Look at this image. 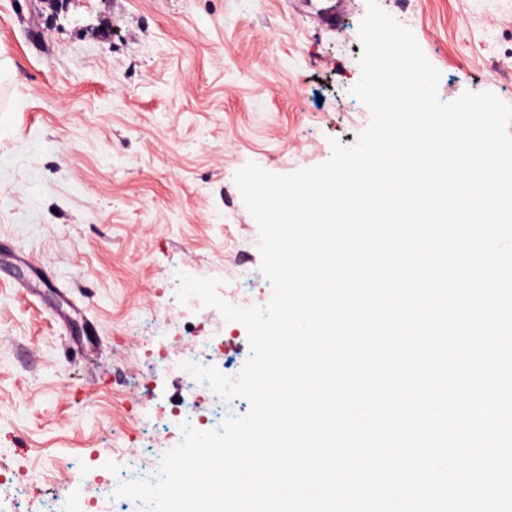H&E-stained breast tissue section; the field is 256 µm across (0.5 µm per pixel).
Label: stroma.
Wrapping results in <instances>:
<instances>
[{
    "label": "stroma",
    "mask_w": 512,
    "mask_h": 512,
    "mask_svg": "<svg viewBox=\"0 0 512 512\" xmlns=\"http://www.w3.org/2000/svg\"><path fill=\"white\" fill-rule=\"evenodd\" d=\"M0 0V512H43L83 457L119 468L109 434L134 430L131 386L178 389L158 352L193 351L184 326H245L201 304L165 306L178 274L233 255L246 281L219 296L270 302L259 229L234 175L326 162L369 123L353 95L366 0ZM439 71L438 96L512 105V0H379ZM78 309L50 315L55 288Z\"/></svg>",
    "instance_id": "stroma-1"
}]
</instances>
